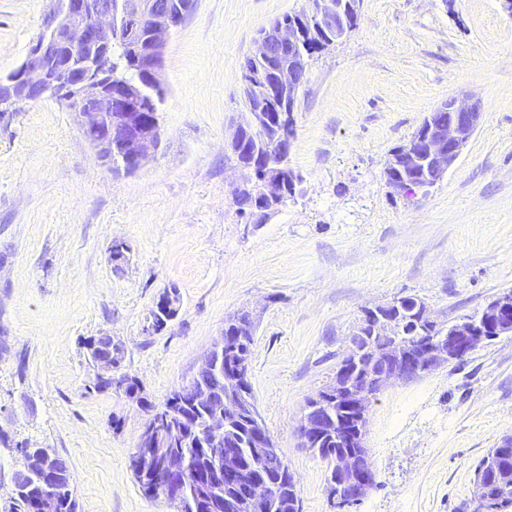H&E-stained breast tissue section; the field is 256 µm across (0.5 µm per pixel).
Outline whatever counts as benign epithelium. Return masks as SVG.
<instances>
[{
  "instance_id": "1",
  "label": "benign epithelium",
  "mask_w": 512,
  "mask_h": 512,
  "mask_svg": "<svg viewBox=\"0 0 512 512\" xmlns=\"http://www.w3.org/2000/svg\"><path fill=\"white\" fill-rule=\"evenodd\" d=\"M124 20L133 24L147 22L151 27L152 48L143 58V69L154 85H161V70L165 40L180 26L183 5L172 0H119ZM116 16L112 0H65L63 10L48 22L50 37L35 41L23 63L9 81L34 91L37 101L46 94L63 100L76 117L91 144L99 149L105 145L138 169L160 149L163 130L158 120L140 111V98L135 87L104 81L98 61L88 50L103 43L114 26ZM342 23L340 14L332 9H320L319 27L336 29ZM305 32L299 27L273 22L263 29L251 54V59L273 68L271 94L293 103L297 100L307 71L310 55L302 53L297 44ZM64 77L58 79L55 73ZM448 111V124L432 126L423 136L403 151L391 155L392 166L428 162L434 179L439 180L454 168L480 125L482 104L465 94L448 97L441 103ZM235 166L249 174V181L238 186L241 191L259 172L257 157L238 148H230ZM160 315L148 329L160 331L177 315L179 300L171 293L161 298ZM385 307L364 310V316L377 320L378 335H390V323ZM512 333V294L505 293L492 300L481 312L463 318L447 332L425 336L410 348L396 342L380 347L375 354L380 364L371 369L370 383L361 385L353 375L359 364L360 349L353 346L337 364L336 373L326 389L320 391L302 412L299 434L305 448L316 445L324 424L335 419V407L343 408L348 420L336 419V434L347 450L336 456V479L329 485L332 504L342 510L367 497L375 485V472L365 446L369 409L374 397L398 381H411L451 363L460 361L485 344L490 337ZM234 342L223 336L205 354L201 367L223 368L222 350ZM247 416L253 423V447L256 456L269 460L277 455L276 445L260 421L253 397L246 389H236L224 396L222 406L208 416L206 431L196 433L200 446L213 444L224 449L217 455L214 467L198 484L200 492L194 501L208 512H271L272 494H251L229 508L224 498L217 496L216 487L231 479H242L235 452L223 441L229 418ZM161 471L165 474L163 498L180 501L187 492L184 478V458L169 448L159 449Z\"/></svg>"
}]
</instances>
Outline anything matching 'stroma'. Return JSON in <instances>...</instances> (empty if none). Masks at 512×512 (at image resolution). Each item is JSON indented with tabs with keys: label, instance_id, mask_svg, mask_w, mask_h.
I'll list each match as a JSON object with an SVG mask.
<instances>
[{
	"label": "stroma",
	"instance_id": "stroma-1",
	"mask_svg": "<svg viewBox=\"0 0 512 512\" xmlns=\"http://www.w3.org/2000/svg\"><path fill=\"white\" fill-rule=\"evenodd\" d=\"M307 5L197 0L165 44L163 146L135 171L101 164L53 98L0 112V504L18 468L10 446L25 440L67 461L77 512H174L129 467L142 404L188 385L225 320L246 311L248 379L300 512H332L326 465L298 429L364 309L411 296L451 323L512 288V15L499 0H361L357 27L314 56L300 90L296 197L262 224L238 216L245 174L224 142L245 117L241 65L262 27ZM53 6L0 0L1 77ZM460 91L484 112L460 161L414 197L394 193L392 150ZM173 287L176 317L146 333ZM103 332L114 376L135 379L140 399L94 389L84 343ZM507 435L512 334L376 396V486L352 512H473L475 469Z\"/></svg>",
	"mask_w": 512,
	"mask_h": 512
}]
</instances>
